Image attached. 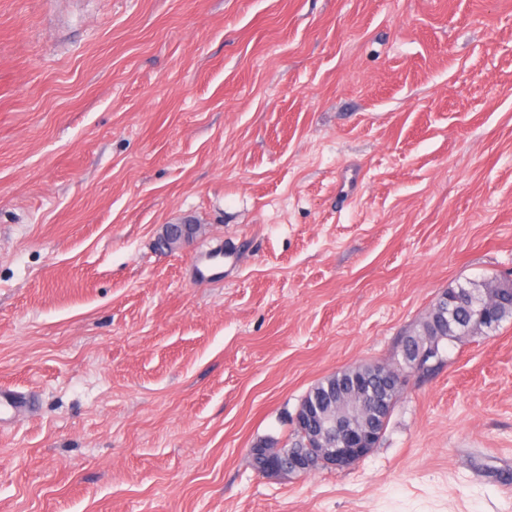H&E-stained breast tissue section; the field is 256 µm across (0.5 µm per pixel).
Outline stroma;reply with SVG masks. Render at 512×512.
Wrapping results in <instances>:
<instances>
[{"instance_id":"stroma-1","label":"stroma","mask_w":512,"mask_h":512,"mask_svg":"<svg viewBox=\"0 0 512 512\" xmlns=\"http://www.w3.org/2000/svg\"><path fill=\"white\" fill-rule=\"evenodd\" d=\"M485 277L512 0H0V512H512V321L352 467L249 456ZM370 365L362 364L349 367L321 380L310 389L297 407L296 412L306 400L311 402L317 411H325L331 408L338 398L354 393L355 381L362 376L368 379L371 386L376 387L377 381L372 376ZM333 376L336 377V380Z\"/></svg>"}]
</instances>
